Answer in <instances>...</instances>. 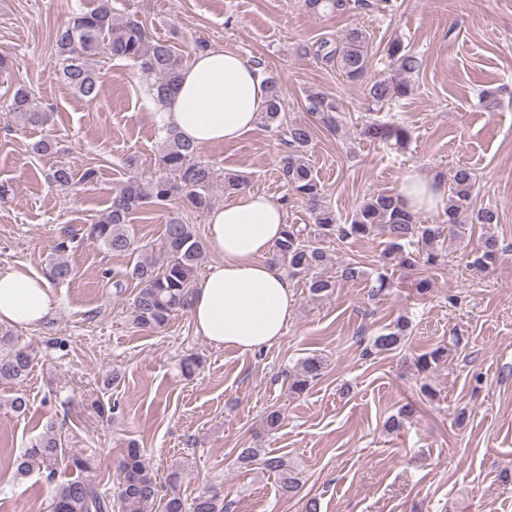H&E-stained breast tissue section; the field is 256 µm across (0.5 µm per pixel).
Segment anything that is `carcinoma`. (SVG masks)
Listing matches in <instances>:
<instances>
[{
	"mask_svg": "<svg viewBox=\"0 0 512 512\" xmlns=\"http://www.w3.org/2000/svg\"><path fill=\"white\" fill-rule=\"evenodd\" d=\"M368 0H303L313 11L343 15L357 4ZM366 33L353 28L336 42V47L323 41L318 52L351 81L361 80L370 69ZM54 46L60 61L61 78L79 98L93 102L100 94V72L95 58L108 55L124 59L142 74L152 78L146 86V95L161 108L178 89L183 71V57L179 48L167 41L148 40L143 25L134 20L119 21L111 0H99V6L81 13L68 23L57 27ZM387 55L394 66L393 74L376 79L367 85L369 101L376 106L408 94L410 85L406 76L418 71V58L405 50L399 40L392 41ZM0 82L6 91L0 95V110L23 126L39 127L48 122V114L24 86H9V71L5 58L0 56ZM268 99L261 112L264 127L284 137L288 151L281 158L283 179L290 190L305 202L321 234L343 241L350 238L382 236L386 238L383 259L413 270L419 266H439L447 256L464 244L468 225L484 227L498 223L495 210L473 208L476 180L472 171L459 166L448 184V199L441 208L438 224H419L414 213L406 210L399 195L378 193L363 199L351 220L342 224L336 214L323 204L319 180L309 163L308 151L314 135L313 123L286 119L284 99L271 78H265ZM307 111L316 122L328 127L338 126V107L319 93L307 96ZM361 134L383 144L393 140L402 145L408 131L396 123L373 120L366 123ZM197 146L172 129L165 130L159 156L160 172L148 184L133 176L111 192L110 204L91 224L86 237L100 250L121 255L134 250V238L129 232L131 215L147 203L164 204L174 194H181L184 206L192 212L211 209L214 188L218 181L215 168L197 160ZM48 179L60 188L73 183V174L59 166L48 174ZM448 244V253L441 246ZM162 265L151 258L137 262L130 276L139 281L140 288L132 301L133 323L139 327L159 329L171 316L189 306L190 290L198 263L204 253V243L194 225L180 217H172L165 224ZM276 251L288 259L293 274H309L328 264L329 256L322 248L305 237L304 229L295 224L285 225L283 238L275 245ZM65 242L56 247L57 257L46 267L52 281H65L71 276V267L63 257ZM470 267L487 271L498 260L499 244L496 236L484 234L480 247L470 253ZM335 287V282L321 276L307 281L310 294L321 296ZM409 321L400 316L395 323L373 339L380 352L397 350L405 344ZM448 355V348L437 347L414 359L417 372L425 373ZM33 363L28 346L19 342L10 329L0 327V383L19 385L29 375ZM326 368L324 357L313 354L303 358L293 373L287 375L288 392L305 393L320 378ZM16 416L29 411V399L18 393L0 402V411ZM259 448H244L239 459L244 464L262 461L264 468L274 473L284 495H293L300 489L299 473L283 457H262ZM15 474L26 477L33 472L46 475L52 481L60 469L71 470L78 476L54 487L48 504L49 512H225L224 497L219 490L207 487L191 503L184 502L176 492L160 495L157 476L144 457V449L134 440L127 442L117 460L120 481L114 490L100 487L91 471L90 458L64 447L62 432L53 423L13 461Z\"/></svg>",
	"mask_w": 512,
	"mask_h": 512,
	"instance_id": "obj_1",
	"label": "carcinoma"
}]
</instances>
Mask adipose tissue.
Listing matches in <instances>:
<instances>
[{
  "mask_svg": "<svg viewBox=\"0 0 512 512\" xmlns=\"http://www.w3.org/2000/svg\"><path fill=\"white\" fill-rule=\"evenodd\" d=\"M267 96L253 61L226 48L206 49L184 67L157 120L200 147L234 142L257 127ZM399 192L416 213L443 205L448 186L413 170ZM284 228V203L249 189L209 212L207 242L218 261L192 289L189 313L196 332L214 346L252 352L283 335L295 296L288 277L264 256ZM50 308L45 277L25 268L0 272L1 324L29 327Z\"/></svg>",
  "mask_w": 512,
  "mask_h": 512,
  "instance_id": "adipose-tissue-1",
  "label": "adipose tissue"
}]
</instances>
